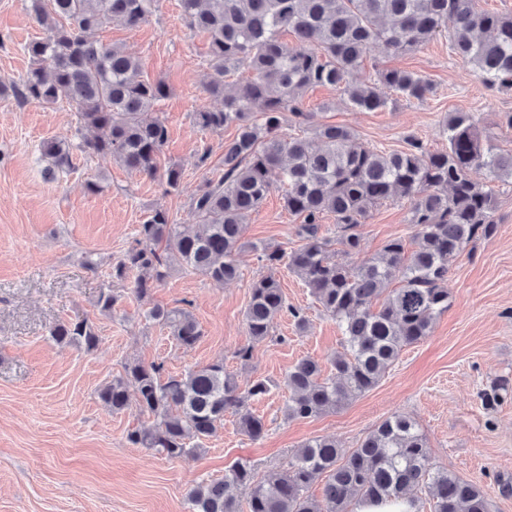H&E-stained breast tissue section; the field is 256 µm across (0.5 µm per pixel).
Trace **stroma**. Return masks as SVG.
I'll return each mask as SVG.
<instances>
[{
    "instance_id": "stroma-1",
    "label": "stroma",
    "mask_w": 512,
    "mask_h": 512,
    "mask_svg": "<svg viewBox=\"0 0 512 512\" xmlns=\"http://www.w3.org/2000/svg\"><path fill=\"white\" fill-rule=\"evenodd\" d=\"M40 33L30 0H0V84L12 85L25 75L30 61L23 47ZM101 38L141 57L146 76L166 85L160 109L168 140L159 166L178 165L183 178L179 190L169 193L160 179L129 173L110 157L79 152L72 171L48 179L40 145L71 136L74 112L65 104L21 105L12 95L0 96V512H189V490L223 478L237 460L253 462L262 473L278 469L299 445L318 436L334 437L348 450L395 412L416 421L436 466L489 489L491 512H512V400L493 409L483 403L494 384L512 382V183H495L497 231L452 264L448 309L431 335L406 348L374 389L338 411L286 419L288 394L280 382L300 358L323 360L340 350L335 321L282 267L277 276L283 292L289 306L303 310L307 330L298 331L284 313L273 338L256 344L250 361L241 362L235 352L247 341L250 286L267 272L254 248L293 250L300 243V220L285 209L281 193L269 195L249 218L240 275L228 283L185 271L174 255L148 300L131 293L130 280L114 279L113 266L133 245L150 209H166L176 223H189V201L219 169L234 131L214 134L192 121L205 101L207 40L187 27L178 0H157L146 24H114ZM377 60L426 76L434 94L421 102L397 99L382 112H359L336 89L316 87L303 97V110L388 152L405 149L409 135L429 150H443V118L469 112L484 139L498 150L512 149V129L506 126L512 91L489 89L469 75L446 38L410 55L381 54ZM204 147L211 154L201 167L196 152ZM92 183L98 192L89 191ZM409 218L403 200L372 209L363 226V254L380 252L394 237L411 238ZM88 253L96 269L84 266ZM104 288L118 297L115 311L97 305ZM153 307L189 310L202 331L195 347L179 349L165 329L150 322ZM78 316L95 326L99 343L93 351L49 338L50 326ZM217 360L240 388L257 378L272 381L271 392L249 404L266 422L261 439L242 434L235 416L228 415L199 455L168 459L127 441V433L145 421L136 408L115 413L98 396L127 362H156L179 372Z\"/></svg>"
}]
</instances>
